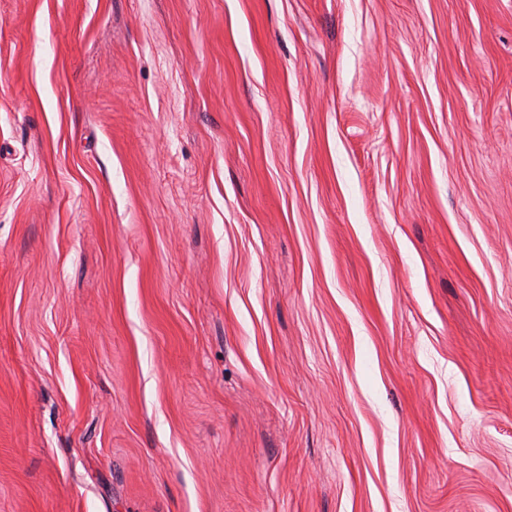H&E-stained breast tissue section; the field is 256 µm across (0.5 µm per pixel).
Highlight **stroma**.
I'll return each instance as SVG.
<instances>
[{
  "mask_svg": "<svg viewBox=\"0 0 512 512\" xmlns=\"http://www.w3.org/2000/svg\"><path fill=\"white\" fill-rule=\"evenodd\" d=\"M0 512H512V0H0Z\"/></svg>",
  "mask_w": 512,
  "mask_h": 512,
  "instance_id": "1",
  "label": "stroma"
}]
</instances>
